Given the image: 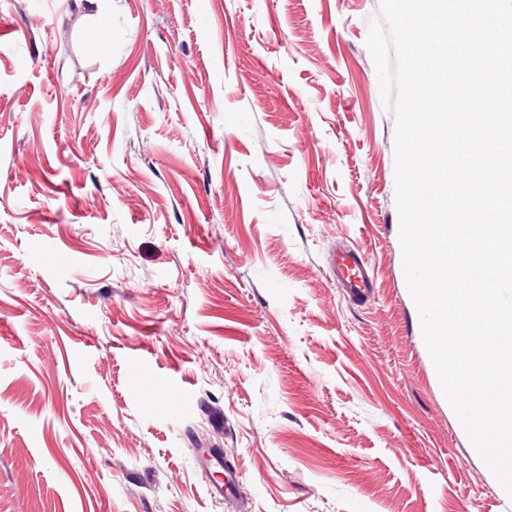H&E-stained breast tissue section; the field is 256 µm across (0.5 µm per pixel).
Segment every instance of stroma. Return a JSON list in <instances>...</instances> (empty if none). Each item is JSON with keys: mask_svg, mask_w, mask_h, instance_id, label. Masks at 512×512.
Listing matches in <instances>:
<instances>
[{"mask_svg": "<svg viewBox=\"0 0 512 512\" xmlns=\"http://www.w3.org/2000/svg\"><path fill=\"white\" fill-rule=\"evenodd\" d=\"M378 7L0 0V512H512L406 285ZM333 274L336 283L359 301L366 300L374 288V276L370 275L367 261L352 250L341 251L336 256Z\"/></svg>", "mask_w": 512, "mask_h": 512, "instance_id": "stroma-1", "label": "stroma"}]
</instances>
